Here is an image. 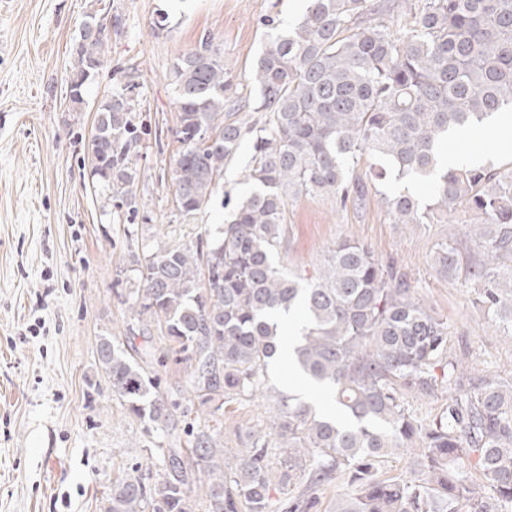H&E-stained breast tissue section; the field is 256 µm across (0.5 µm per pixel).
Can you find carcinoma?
<instances>
[{
	"instance_id": "cac0c4a2",
	"label": "carcinoma",
	"mask_w": 512,
	"mask_h": 512,
	"mask_svg": "<svg viewBox=\"0 0 512 512\" xmlns=\"http://www.w3.org/2000/svg\"><path fill=\"white\" fill-rule=\"evenodd\" d=\"M73 46L70 101L104 64L105 27L89 16ZM181 142L173 186L185 218L220 188L248 132V196L231 201L227 223L195 248L161 245L130 255L134 277L119 295L132 316L184 355L189 389L212 404L213 425L186 431V448H156L163 472L137 468L112 488L106 512H270L275 484L308 474L313 485L341 474L353 486L332 512H501L512 502V375L471 372L448 356V322L420 298L406 273L370 248L344 240L311 274L275 260L288 205L305 196L340 207L363 196L365 160L378 183L426 182L385 196L397 224H450L459 208L480 222L469 236L435 244L436 273L462 280L496 327L512 329V167L441 168L448 135L512 107V0H308L292 27L268 35L243 99L224 79V55L210 34L171 68ZM261 112L245 129L239 111ZM139 143L127 88L98 106L88 150L109 196L136 212L132 156ZM299 313L291 361L327 392L336 416L274 390L270 429L288 447L274 478L266 445L229 458L221 416L226 399L263 389ZM98 364L112 391L148 431L164 432L170 411L155 378L110 336ZM445 397L428 422L406 396ZM419 442L411 475L381 480L379 468Z\"/></svg>"
}]
</instances>
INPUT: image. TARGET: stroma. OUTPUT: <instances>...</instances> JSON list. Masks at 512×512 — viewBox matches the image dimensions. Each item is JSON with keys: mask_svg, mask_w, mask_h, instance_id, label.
Masks as SVG:
<instances>
[{"mask_svg": "<svg viewBox=\"0 0 512 512\" xmlns=\"http://www.w3.org/2000/svg\"><path fill=\"white\" fill-rule=\"evenodd\" d=\"M305 9L304 0H0V512H105L113 485L132 469L147 463L160 472L145 422L113 393L96 349L100 337L123 343L139 326L116 296L130 276V253L196 245L227 217L223 193L193 218L177 209L172 63L211 34L238 94L248 95L267 20L289 27ZM91 14L109 40L76 112L72 48ZM128 82L141 132L134 215L100 193L88 159L97 107ZM386 191L367 183L364 200L343 208L328 199L293 202L279 261L310 272L337 242L365 243L447 319L449 355L478 371L512 370V336L474 306L470 288L431 267L434 244L448 234L473 252L474 213L410 229L393 223ZM144 368L179 408L196 401L181 388L184 365L163 344ZM267 384L253 397L225 401L224 450L234 455L263 441L276 470L286 450L266 422L270 388H288L284 368H274Z\"/></svg>", "mask_w": 512, "mask_h": 512, "instance_id": "1", "label": "stroma"}]
</instances>
